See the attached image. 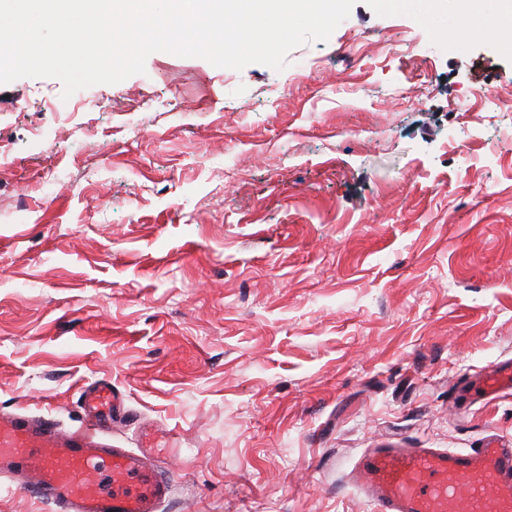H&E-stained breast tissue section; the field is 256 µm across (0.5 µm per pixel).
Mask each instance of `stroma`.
I'll list each match as a JSON object with an SVG mask.
<instances>
[{"instance_id": "obj_1", "label": "stroma", "mask_w": 512, "mask_h": 512, "mask_svg": "<svg viewBox=\"0 0 512 512\" xmlns=\"http://www.w3.org/2000/svg\"><path fill=\"white\" fill-rule=\"evenodd\" d=\"M287 60L155 52L66 121L0 84V410L109 383L115 445L179 440L160 512H375L364 449L512 444L469 390L512 361V42L357 0Z\"/></svg>"}]
</instances>
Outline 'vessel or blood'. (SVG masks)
I'll use <instances>...</instances> for the list:
<instances>
[{
  "label": "vessel or blood",
  "mask_w": 512,
  "mask_h": 512,
  "mask_svg": "<svg viewBox=\"0 0 512 512\" xmlns=\"http://www.w3.org/2000/svg\"><path fill=\"white\" fill-rule=\"evenodd\" d=\"M485 396L512 390L502 363L477 384ZM83 419L67 429L49 415L0 411V478L55 512H158L171 482L151 448L110 440L120 404L105 383L81 394ZM352 479L377 512H512V446L496 439L467 450L365 449Z\"/></svg>",
  "instance_id": "1"
}]
</instances>
